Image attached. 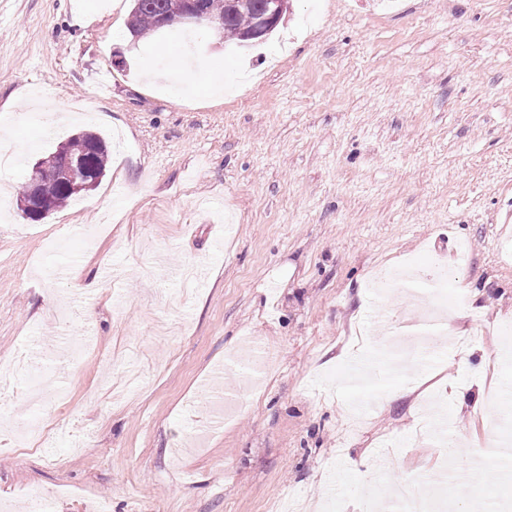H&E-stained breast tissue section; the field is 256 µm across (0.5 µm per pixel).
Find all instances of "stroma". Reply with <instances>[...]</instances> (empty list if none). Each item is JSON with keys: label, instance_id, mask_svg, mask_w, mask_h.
<instances>
[{"label": "stroma", "instance_id": "obj_1", "mask_svg": "<svg viewBox=\"0 0 512 512\" xmlns=\"http://www.w3.org/2000/svg\"><path fill=\"white\" fill-rule=\"evenodd\" d=\"M129 11L0 0V504L29 512L19 493L39 487L47 512H272L291 494L321 512L338 460L367 480L447 473L417 435L437 397L480 452L512 326V0H290L267 47L238 55L187 25L113 39ZM219 75L222 98L170 93ZM36 95L62 102L59 128ZM80 130L107 140L105 177L26 220L28 162ZM461 248L450 328L486 330L467 364L447 347L412 377L381 356L403 396L350 389L356 354L436 303L376 297V271ZM58 266L118 277L74 294Z\"/></svg>", "mask_w": 512, "mask_h": 512}]
</instances>
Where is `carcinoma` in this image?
<instances>
[{
	"label": "carcinoma",
	"mask_w": 512,
	"mask_h": 512,
	"mask_svg": "<svg viewBox=\"0 0 512 512\" xmlns=\"http://www.w3.org/2000/svg\"><path fill=\"white\" fill-rule=\"evenodd\" d=\"M207 2L213 12L224 14V39L238 42L241 35L250 27L255 15L263 9L265 0H246V6L235 12L226 10V0H207ZM180 9L181 4L177 0H132L128 32L131 35L134 33L147 35L161 17H176ZM67 155L83 156L89 159L94 174L93 185L96 186L106 175L109 147L99 135L81 131L33 164L41 191L52 199L53 208L56 210L76 197L60 177L61 161Z\"/></svg>",
	"instance_id": "obj_1"
}]
</instances>
